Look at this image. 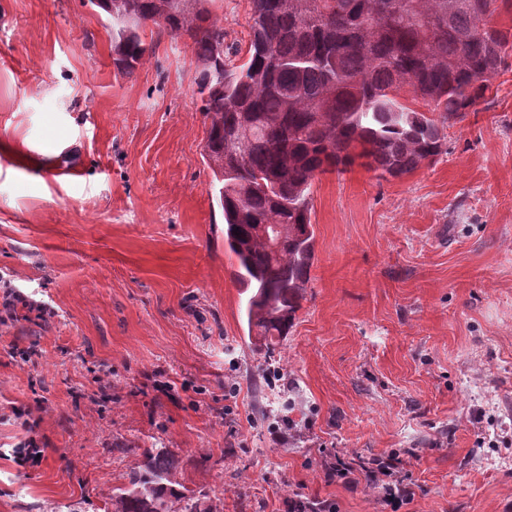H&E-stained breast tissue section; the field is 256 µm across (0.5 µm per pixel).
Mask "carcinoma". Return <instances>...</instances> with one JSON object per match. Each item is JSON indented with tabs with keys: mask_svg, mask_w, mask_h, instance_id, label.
I'll return each instance as SVG.
<instances>
[{
	"mask_svg": "<svg viewBox=\"0 0 512 512\" xmlns=\"http://www.w3.org/2000/svg\"><path fill=\"white\" fill-rule=\"evenodd\" d=\"M208 2L88 0L112 25L113 64L126 77L147 51V23L191 40L224 245L237 281L254 287L246 303L254 345L271 355L309 288L314 179L358 160L401 177L445 153L448 122L492 92L512 49V26L486 19L512 13V0H249L240 65ZM403 87L438 116L400 103ZM264 224L281 229L274 252ZM176 471L168 449L146 452L112 495V512H223Z\"/></svg>",
	"mask_w": 512,
	"mask_h": 512,
	"instance_id": "1",
	"label": "carcinoma"
}]
</instances>
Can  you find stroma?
<instances>
[{
	"label": "stroma",
	"instance_id": "obj_1",
	"mask_svg": "<svg viewBox=\"0 0 512 512\" xmlns=\"http://www.w3.org/2000/svg\"><path fill=\"white\" fill-rule=\"evenodd\" d=\"M247 58L248 0H211ZM133 77L83 0H0V512H112L147 448L224 512H512V51L447 152L311 187L306 298L251 343L182 39ZM79 167L56 175L63 155ZM295 428H288V421ZM46 448L19 461L28 439ZM395 454L401 506L360 463ZM353 463V483L329 459Z\"/></svg>",
	"mask_w": 512,
	"mask_h": 512
}]
</instances>
